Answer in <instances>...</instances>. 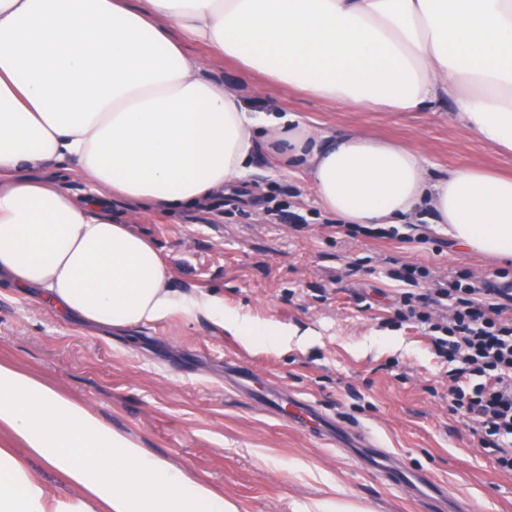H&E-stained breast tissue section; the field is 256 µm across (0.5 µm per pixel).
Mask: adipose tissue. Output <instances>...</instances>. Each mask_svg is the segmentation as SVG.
<instances>
[{
  "mask_svg": "<svg viewBox=\"0 0 512 512\" xmlns=\"http://www.w3.org/2000/svg\"><path fill=\"white\" fill-rule=\"evenodd\" d=\"M197 44L274 84L358 109L425 111L512 154V0H0V285L86 324L130 331L181 311L250 343L282 332L172 286L131 215L203 208L246 182L257 148L300 171L341 224L447 229L512 261V175H433L417 149L249 109L210 79ZM76 166L90 187L58 184ZM0 512H65L30 466L78 495L76 512H240L222 491L13 364L0 362Z\"/></svg>",
  "mask_w": 512,
  "mask_h": 512,
  "instance_id": "obj_1",
  "label": "adipose tissue"
}]
</instances>
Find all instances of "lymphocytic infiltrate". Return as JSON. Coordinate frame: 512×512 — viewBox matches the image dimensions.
Segmentation results:
<instances>
[{
    "mask_svg": "<svg viewBox=\"0 0 512 512\" xmlns=\"http://www.w3.org/2000/svg\"><path fill=\"white\" fill-rule=\"evenodd\" d=\"M404 276L430 288L402 292L396 321L427 326L437 356L452 367L449 410L474 421L478 446L493 449L498 469L512 473V292L493 300L467 278L424 266Z\"/></svg>",
    "mask_w": 512,
    "mask_h": 512,
    "instance_id": "lymphocytic-infiltrate-1",
    "label": "lymphocytic infiltrate"
}]
</instances>
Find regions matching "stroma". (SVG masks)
<instances>
[{
  "mask_svg": "<svg viewBox=\"0 0 512 512\" xmlns=\"http://www.w3.org/2000/svg\"><path fill=\"white\" fill-rule=\"evenodd\" d=\"M207 75L239 87L250 108L293 112L333 134L360 130L417 147L430 170L476 166L511 173L512 159L452 122L450 104L426 112L355 111L232 62L209 56ZM253 205L222 196L208 207L135 217L168 261L174 288L220 299L226 313L258 324L309 331L300 346L243 342L204 317L176 314L128 336L46 312L26 291L0 290V361L48 380L85 402L145 448L221 489L240 512H310L324 503L370 512H441L439 503L392 486L379 462L274 418L226 389L230 365L254 370L266 385L317 402L339 420L361 424L393 456L446 486L469 512H512V474L477 448L470 422L448 409L447 367L424 329L392 321L407 291L390 269L425 266L467 275L473 284L512 286V264L456 248L446 232L416 224L387 237L349 234L299 177L255 160ZM285 218L265 221L269 206ZM305 217L304 225L288 214Z\"/></svg>",
  "mask_w": 512,
  "mask_h": 512,
  "instance_id": "obj_1",
  "label": "stroma"
}]
</instances>
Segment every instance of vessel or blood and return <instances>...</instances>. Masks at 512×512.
Masks as SVG:
<instances>
[{
    "label": "vessel or blood",
    "mask_w": 512,
    "mask_h": 512,
    "mask_svg": "<svg viewBox=\"0 0 512 512\" xmlns=\"http://www.w3.org/2000/svg\"><path fill=\"white\" fill-rule=\"evenodd\" d=\"M253 378V372L241 366L236 370L232 385L275 418L290 419L308 430L327 431L330 419L316 406L300 398L288 397L287 393H274L266 387L255 385ZM338 433L354 446L369 449L371 456H384V448L361 429L345 426L339 428ZM384 475L390 484L409 488L418 495L425 492L436 495L440 492L439 487L431 482L427 475H409L404 466L393 458H387Z\"/></svg>",
    "instance_id": "vessel-or-blood-1"
}]
</instances>
